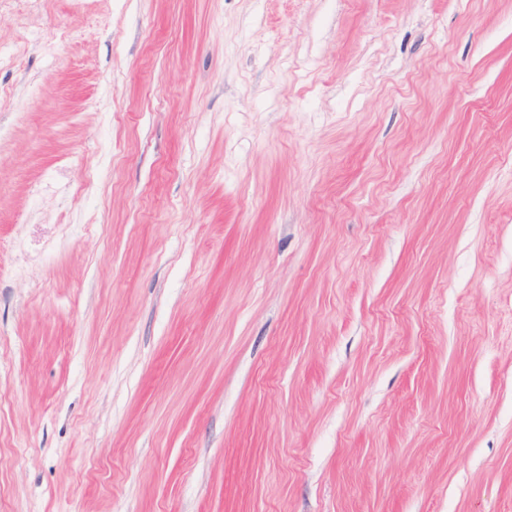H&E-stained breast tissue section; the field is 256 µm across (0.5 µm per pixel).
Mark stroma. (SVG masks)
<instances>
[{"label": "stroma", "mask_w": 512, "mask_h": 512, "mask_svg": "<svg viewBox=\"0 0 512 512\" xmlns=\"http://www.w3.org/2000/svg\"><path fill=\"white\" fill-rule=\"evenodd\" d=\"M0 512H512V0H0Z\"/></svg>", "instance_id": "35a3bbf8"}]
</instances>
